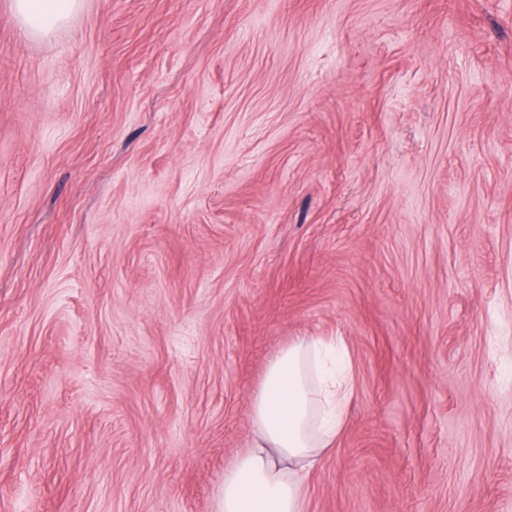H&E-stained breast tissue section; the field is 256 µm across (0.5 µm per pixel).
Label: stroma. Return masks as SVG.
<instances>
[{
	"mask_svg": "<svg viewBox=\"0 0 512 512\" xmlns=\"http://www.w3.org/2000/svg\"><path fill=\"white\" fill-rule=\"evenodd\" d=\"M301 336L302 512H512V0H0V512H218ZM11 4L29 31L44 34L67 20L79 0H12Z\"/></svg>",
	"mask_w": 512,
	"mask_h": 512,
	"instance_id": "obj_1",
	"label": "stroma"
}]
</instances>
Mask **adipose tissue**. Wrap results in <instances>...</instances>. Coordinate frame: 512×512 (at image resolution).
<instances>
[{
    "label": "adipose tissue",
    "mask_w": 512,
    "mask_h": 512,
    "mask_svg": "<svg viewBox=\"0 0 512 512\" xmlns=\"http://www.w3.org/2000/svg\"><path fill=\"white\" fill-rule=\"evenodd\" d=\"M29 31L50 32L79 0H11ZM317 341L302 337L269 365L252 405L250 450L224 473L219 512H302L303 477L329 448L354 395L341 374L325 395L309 383Z\"/></svg>",
    "instance_id": "ef3b65f1"
}]
</instances>
